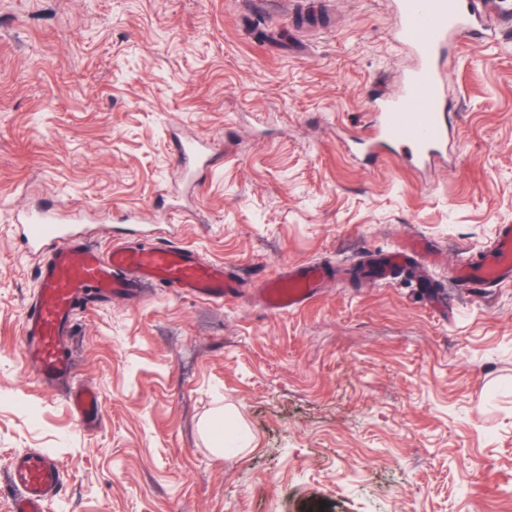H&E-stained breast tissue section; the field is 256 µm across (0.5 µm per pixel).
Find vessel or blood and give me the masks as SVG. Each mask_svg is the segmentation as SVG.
<instances>
[{
    "label": "vessel or blood",
    "mask_w": 512,
    "mask_h": 512,
    "mask_svg": "<svg viewBox=\"0 0 512 512\" xmlns=\"http://www.w3.org/2000/svg\"><path fill=\"white\" fill-rule=\"evenodd\" d=\"M395 34L408 47L414 65L397 95H381L372 105L371 121L355 136L354 154L376 159L386 146L408 147L416 166L434 169L448 160L453 137L448 102L442 91L443 57L450 40L485 37L487 22L502 14L500 0H393ZM178 162H210L213 155L198 141L174 146ZM30 252L40 255L38 289L22 321V354L30 375L52 387L69 379L72 361L62 352L73 334L72 315L87 286L104 296H132L141 288L168 281L203 300L221 301L241 295V285L224 265L201 261L194 250L172 243L143 249L130 242L113 243L108 251L78 238L70 224L52 211L17 214ZM429 241L413 239L392 253L381 265V280L394 269L432 255ZM493 260L475 266L461 264L455 271L465 288H494L512 281V225H501L494 240ZM326 273L317 265L291 266L260 282L255 293L269 311L283 313L305 304L320 287ZM67 399L76 418L95 421L101 411L98 395L70 387ZM7 478L14 492L13 512H46L60 486L56 459L40 450L17 454Z\"/></svg>",
    "instance_id": "obj_1"
}]
</instances>
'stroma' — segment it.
I'll return each instance as SVG.
<instances>
[{
    "label": "stroma",
    "mask_w": 512,
    "mask_h": 512,
    "mask_svg": "<svg viewBox=\"0 0 512 512\" xmlns=\"http://www.w3.org/2000/svg\"><path fill=\"white\" fill-rule=\"evenodd\" d=\"M393 30L391 0H0V512L27 448L60 465L46 512H512V282L454 278L512 224V28L450 46L454 142L426 173L346 144L410 63ZM180 139L214 164L184 177ZM42 208L102 247L332 283L280 314L172 283L86 299L66 351L90 429L21 363L39 259L14 215ZM409 237L443 256L425 282L352 278ZM218 408L244 451L215 455ZM67 399L80 422L91 423L98 418L101 402L95 392L69 385Z\"/></svg>",
    "instance_id": "stroma-1"
}]
</instances>
